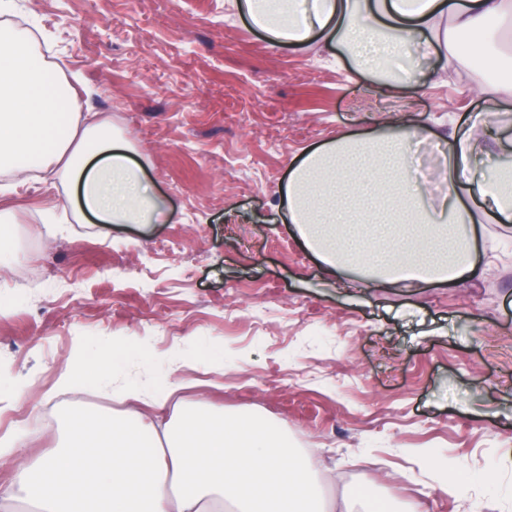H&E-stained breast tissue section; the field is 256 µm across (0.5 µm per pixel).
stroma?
I'll return each mask as SVG.
<instances>
[{
	"label": "stroma",
	"instance_id": "stroma-1",
	"mask_svg": "<svg viewBox=\"0 0 512 512\" xmlns=\"http://www.w3.org/2000/svg\"><path fill=\"white\" fill-rule=\"evenodd\" d=\"M75 80L81 116L110 117L168 210L163 224H100L66 208L68 189L32 179L6 192L0 272V391L24 382L55 407L22 459L57 448L79 413H129L95 386L63 395L56 374L121 348L116 384L185 388L202 405L286 424L314 460L335 512H512L482 476L512 487V263L475 251L462 288L345 281L289 224L283 189L304 149L413 110L429 136L414 170L445 190L448 135L482 111L478 74L433 75L412 47L413 100L355 78L321 44L273 46L229 0H0ZM0 403V438L38 413ZM427 449L436 466L417 463ZM462 477L467 497L444 489Z\"/></svg>",
	"mask_w": 512,
	"mask_h": 512
}]
</instances>
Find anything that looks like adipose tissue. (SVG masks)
<instances>
[{"label": "adipose tissue", "mask_w": 512, "mask_h": 512, "mask_svg": "<svg viewBox=\"0 0 512 512\" xmlns=\"http://www.w3.org/2000/svg\"><path fill=\"white\" fill-rule=\"evenodd\" d=\"M237 7L279 46L367 56L386 78L416 87L409 46L434 52L432 68L470 66L478 35L502 31L499 52L512 56V0H237ZM474 34L461 44V33ZM483 112L451 136L448 190L435 203L414 178L408 145L423 130L413 114L380 121L365 134L343 133L307 148L284 188L288 219L328 267L381 282H472L474 227L512 219V147L487 156L480 183L461 181L473 148L512 84H482ZM70 89L52 78L31 35L0 25V171L51 172L73 188L74 209L102 224H152L165 212L129 144L107 118L81 123L58 114ZM114 361L76 363L59 371L55 390H73L112 375ZM151 392L116 387L146 410L100 421L73 415L64 446L20 468L1 502H38L41 512H332L309 456L291 448L284 428L251 417L198 409L163 423L183 380L160 372Z\"/></svg>", "instance_id": "ef3b65f1"}]
</instances>
